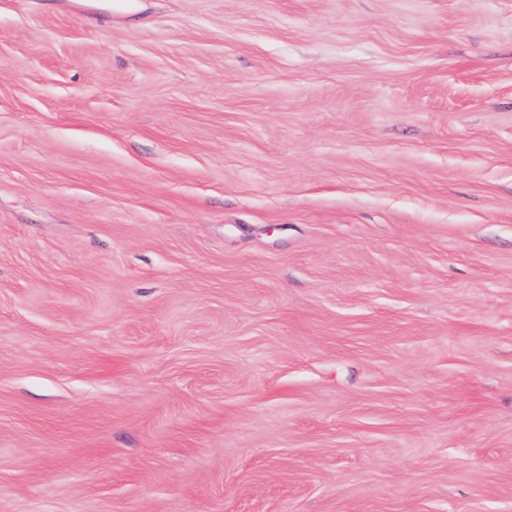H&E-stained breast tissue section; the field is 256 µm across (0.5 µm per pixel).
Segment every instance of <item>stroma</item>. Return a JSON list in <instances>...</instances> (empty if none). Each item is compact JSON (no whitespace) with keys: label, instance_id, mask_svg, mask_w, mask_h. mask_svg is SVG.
Listing matches in <instances>:
<instances>
[{"label":"stroma","instance_id":"stroma-1","mask_svg":"<svg viewBox=\"0 0 512 512\" xmlns=\"http://www.w3.org/2000/svg\"><path fill=\"white\" fill-rule=\"evenodd\" d=\"M0 512H512V0H0Z\"/></svg>","mask_w":512,"mask_h":512}]
</instances>
